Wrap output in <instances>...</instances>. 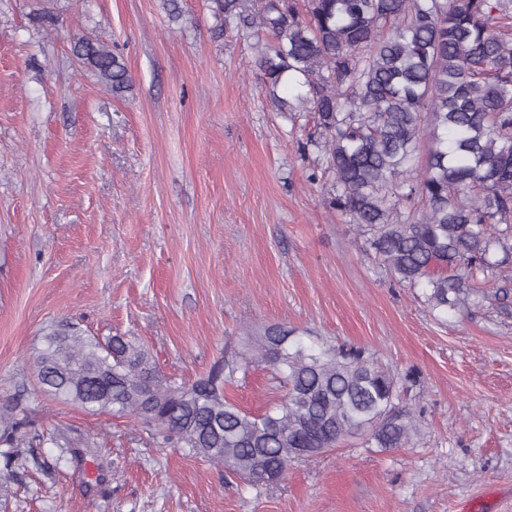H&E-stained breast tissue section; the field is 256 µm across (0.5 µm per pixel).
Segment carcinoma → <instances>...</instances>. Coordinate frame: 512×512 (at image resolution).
<instances>
[{"instance_id": "1", "label": "carcinoma", "mask_w": 512, "mask_h": 512, "mask_svg": "<svg viewBox=\"0 0 512 512\" xmlns=\"http://www.w3.org/2000/svg\"><path fill=\"white\" fill-rule=\"evenodd\" d=\"M215 37L254 40L267 101L308 112L320 149L314 173L332 177L329 204L351 216L397 284H426L434 309L512 302V25L503 0H211ZM74 51L118 94L131 87L101 41ZM36 359L39 382L91 411L158 428L255 484L283 479L294 448L318 456L354 435L384 450L418 435L399 381L361 348L315 351L269 325L252 357L224 354L207 375L160 374L123 336L101 343L52 330ZM265 365L284 396L261 414L230 400L238 373ZM110 379L106 390L93 377ZM19 404L0 409V442L27 438Z\"/></svg>"}]
</instances>
